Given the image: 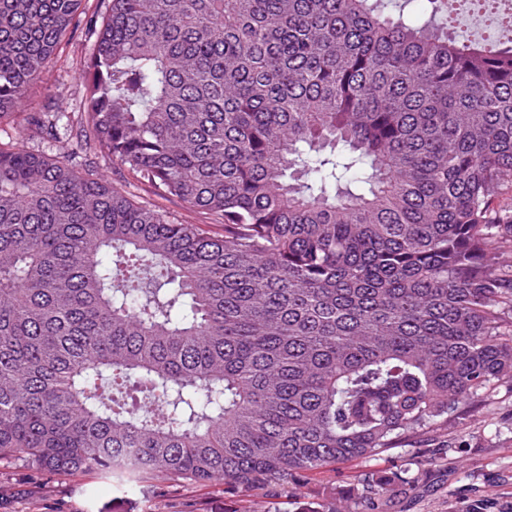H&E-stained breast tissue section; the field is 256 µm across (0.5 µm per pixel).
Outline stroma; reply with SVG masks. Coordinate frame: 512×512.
Returning a JSON list of instances; mask_svg holds the SVG:
<instances>
[{"mask_svg": "<svg viewBox=\"0 0 512 512\" xmlns=\"http://www.w3.org/2000/svg\"><path fill=\"white\" fill-rule=\"evenodd\" d=\"M93 43L85 31L62 43L42 81L32 85L26 102L18 105L16 116L0 121V143L65 156L61 144L29 138L25 117L53 98L78 111L82 91L75 66L88 57ZM98 168L137 200L180 220L208 221L109 159H99ZM394 472L408 483L382 504L381 512H512V380L481 393L462 415L428 427L392 456L338 463L303 474L283 488L254 490L250 498L269 512H312L319 500L354 497L368 478ZM240 506L238 494L225 492L220 480L163 488L151 480L122 484L84 473L40 479L20 464H0V512H238Z\"/></svg>", "mask_w": 512, "mask_h": 512, "instance_id": "35a3bbf8", "label": "stroma"}]
</instances>
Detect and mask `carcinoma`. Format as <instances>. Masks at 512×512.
I'll return each mask as SVG.
<instances>
[{
  "mask_svg": "<svg viewBox=\"0 0 512 512\" xmlns=\"http://www.w3.org/2000/svg\"><path fill=\"white\" fill-rule=\"evenodd\" d=\"M81 3L0 0V117ZM421 3L413 25L385 0H109L83 112L54 100L29 136L212 223L0 146V462L244 495L512 378V46ZM98 168L105 179L128 191L139 201L147 202L179 220H187L193 224L211 223L207 215L189 212L181 200L158 194L151 186L138 182L119 166L112 164V160L99 157Z\"/></svg>",
  "mask_w": 512,
  "mask_h": 512,
  "instance_id": "cac0c4a2",
  "label": "carcinoma"
}]
</instances>
